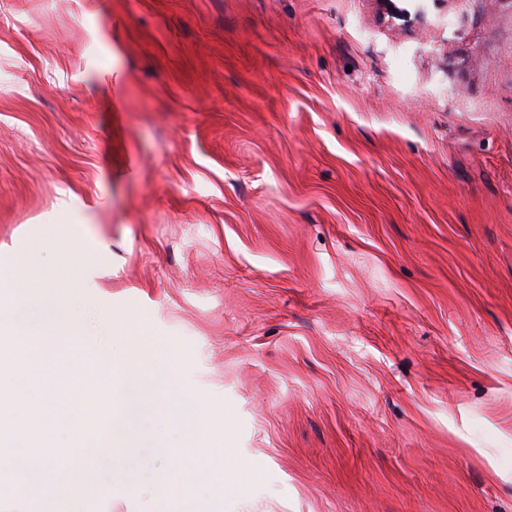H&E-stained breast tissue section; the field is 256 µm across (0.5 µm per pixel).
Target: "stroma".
I'll return each instance as SVG.
<instances>
[{
	"instance_id": "stroma-1",
	"label": "stroma",
	"mask_w": 512,
	"mask_h": 512,
	"mask_svg": "<svg viewBox=\"0 0 512 512\" xmlns=\"http://www.w3.org/2000/svg\"><path fill=\"white\" fill-rule=\"evenodd\" d=\"M397 5L0 0L8 324L180 364L114 375L79 512H149L200 399L246 493L178 512H512V0Z\"/></svg>"
}]
</instances>
